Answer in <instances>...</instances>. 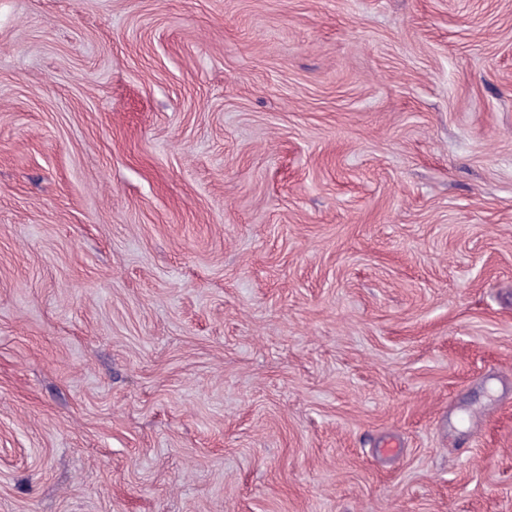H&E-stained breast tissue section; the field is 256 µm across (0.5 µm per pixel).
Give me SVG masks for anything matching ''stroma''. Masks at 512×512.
<instances>
[{
	"mask_svg": "<svg viewBox=\"0 0 512 512\" xmlns=\"http://www.w3.org/2000/svg\"><path fill=\"white\" fill-rule=\"evenodd\" d=\"M0 512H512V0H0Z\"/></svg>",
	"mask_w": 512,
	"mask_h": 512,
	"instance_id": "1",
	"label": "stroma"
}]
</instances>
